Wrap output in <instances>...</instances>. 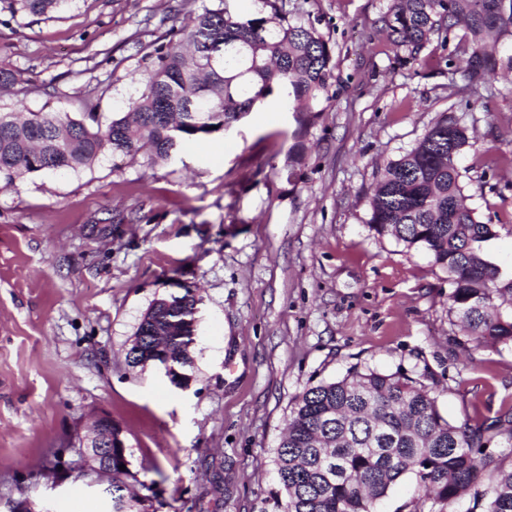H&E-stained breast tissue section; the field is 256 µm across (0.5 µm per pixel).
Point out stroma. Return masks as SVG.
Masks as SVG:
<instances>
[{
    "mask_svg": "<svg viewBox=\"0 0 512 512\" xmlns=\"http://www.w3.org/2000/svg\"><path fill=\"white\" fill-rule=\"evenodd\" d=\"M329 41L326 110L295 182L296 128L267 101L169 161L104 158L77 173L0 179V502L48 496L51 512H109L97 489L48 490L30 474L80 460L104 411L156 512H272L275 451L293 399L350 367L431 388L458 425L512 403V349L474 348L448 317V283L420 250L371 232L366 195L441 115L471 142L457 161L489 254L512 274V70L493 92L450 85L467 31L432 36L398 65L378 19L388 0H284ZM219 0H73L64 12L0 7V108L97 112L138 97L159 45ZM502 157L487 167V156ZM192 290L193 380L125 360L150 304Z\"/></svg>",
    "mask_w": 512,
    "mask_h": 512,
    "instance_id": "stroma-1",
    "label": "stroma"
}]
</instances>
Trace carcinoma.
I'll use <instances>...</instances> for the list:
<instances>
[{"instance_id":"1","label":"carcinoma","mask_w":512,"mask_h":512,"mask_svg":"<svg viewBox=\"0 0 512 512\" xmlns=\"http://www.w3.org/2000/svg\"><path fill=\"white\" fill-rule=\"evenodd\" d=\"M11 15L46 16L72 0H0ZM254 12L205 8L173 47L161 45L145 74V90L124 115L104 121L96 112L0 110V177L78 172L108 154L166 162L186 142L225 132L255 106L275 99L300 127L325 111L322 95L335 63L328 40L311 20H293L278 0H257ZM400 65L418 56L431 34L463 23L469 87L491 89L502 61L497 40L512 36V0H389L380 17ZM468 145L466 130L446 116L433 123L399 158L388 161L367 196L369 229L408 250L425 251L447 275L448 312L475 347L512 348V276L487 255L497 236L468 204L456 157ZM196 299L191 292L157 298L136 335L146 337L144 368L153 337L174 334L173 350L187 356ZM512 408L489 420L452 425L422 382L401 372L353 367L342 378L306 389L294 400L286 433L275 453L279 486L273 512H374L375 502L407 474L444 507L479 481L494 484L484 512H512ZM127 466L126 470L119 466ZM124 449H112V476L104 496L112 512H154L152 498L129 491L150 486L128 468Z\"/></svg>"}]
</instances>
